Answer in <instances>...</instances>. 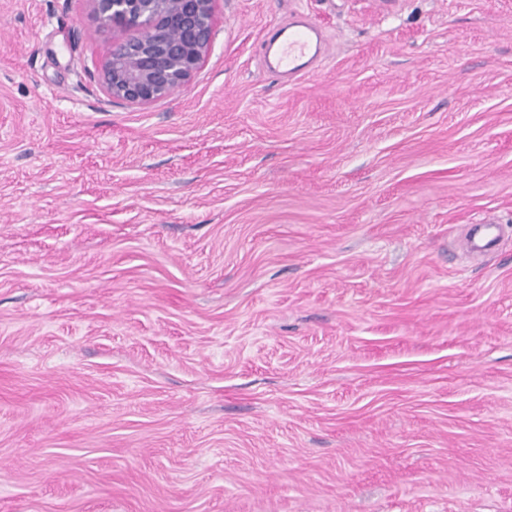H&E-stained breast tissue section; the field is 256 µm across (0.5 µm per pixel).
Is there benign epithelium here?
I'll list each match as a JSON object with an SVG mask.
<instances>
[{
	"label": "benign epithelium",
	"instance_id": "7a95c632",
	"mask_svg": "<svg viewBox=\"0 0 512 512\" xmlns=\"http://www.w3.org/2000/svg\"><path fill=\"white\" fill-rule=\"evenodd\" d=\"M105 29L132 35L95 64L112 99L148 104L188 85L210 49L220 0H87Z\"/></svg>",
	"mask_w": 512,
	"mask_h": 512
}]
</instances>
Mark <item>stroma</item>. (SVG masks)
I'll use <instances>...</instances> for the list:
<instances>
[{
  "label": "stroma",
  "mask_w": 512,
  "mask_h": 512,
  "mask_svg": "<svg viewBox=\"0 0 512 512\" xmlns=\"http://www.w3.org/2000/svg\"><path fill=\"white\" fill-rule=\"evenodd\" d=\"M124 36L0 0V512H512V0H221L146 105ZM313 30L312 25L308 23L279 28L275 35L283 37L277 50L274 67L270 68V71L277 74H306L307 71L302 70L301 61L311 52Z\"/></svg>",
  "instance_id": "1"
}]
</instances>
